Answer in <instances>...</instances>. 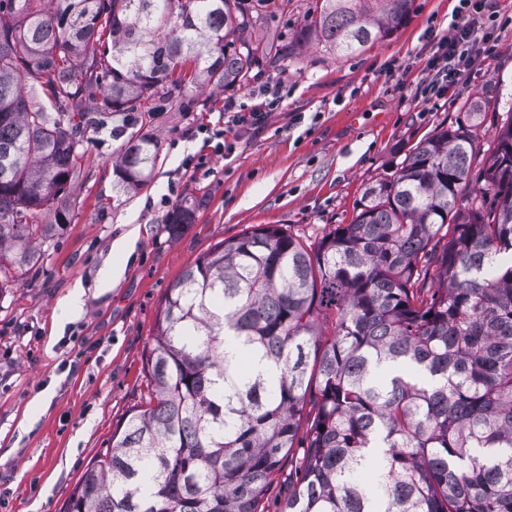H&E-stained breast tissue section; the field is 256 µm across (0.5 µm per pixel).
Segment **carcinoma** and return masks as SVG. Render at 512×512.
I'll return each instance as SVG.
<instances>
[{
  "label": "carcinoma",
  "mask_w": 512,
  "mask_h": 512,
  "mask_svg": "<svg viewBox=\"0 0 512 512\" xmlns=\"http://www.w3.org/2000/svg\"><path fill=\"white\" fill-rule=\"evenodd\" d=\"M46 2L0 0V272L69 223L88 128L191 84L239 89L268 55L240 0ZM414 3L322 0L288 50L314 36L349 56ZM484 110L410 148L317 242L259 224L188 266L146 391L63 512H265L295 447L280 512H512V116L483 156ZM157 158L129 139L123 188Z\"/></svg>",
  "instance_id": "cac0c4a2"
}]
</instances>
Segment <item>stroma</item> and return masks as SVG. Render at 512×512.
<instances>
[{
    "label": "stroma",
    "mask_w": 512,
    "mask_h": 512,
    "mask_svg": "<svg viewBox=\"0 0 512 512\" xmlns=\"http://www.w3.org/2000/svg\"><path fill=\"white\" fill-rule=\"evenodd\" d=\"M317 2L245 0L258 8L252 39L274 50L246 87L188 88L162 110L138 113L119 138L109 121L87 130L70 223L0 297V512H61L140 399L143 355L168 288L215 244L258 224L313 243L350 223L364 182L463 121L469 100H485L481 148L494 149L497 125L512 114V0H491L489 49L450 83L434 61L459 0H415L403 26L349 57L315 39L278 55ZM273 97L280 107L255 126L224 120L225 102ZM219 127L217 156L207 131ZM131 136L157 142L159 155L147 185L125 192L114 168ZM200 154L208 165L184 172L183 160ZM179 210L191 221L175 235L169 223ZM133 224L135 249L121 277L100 290L112 244Z\"/></svg>",
    "instance_id": "obj_1"
}]
</instances>
